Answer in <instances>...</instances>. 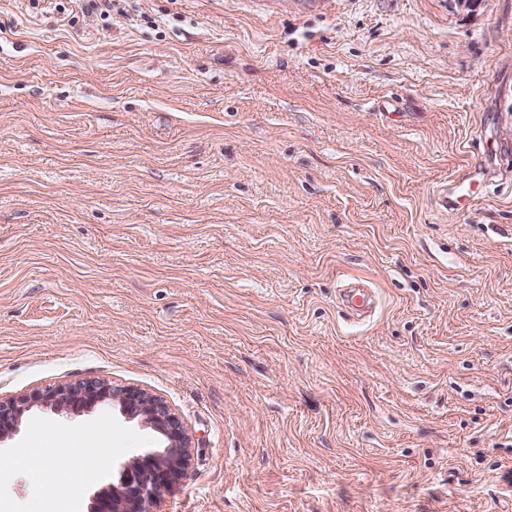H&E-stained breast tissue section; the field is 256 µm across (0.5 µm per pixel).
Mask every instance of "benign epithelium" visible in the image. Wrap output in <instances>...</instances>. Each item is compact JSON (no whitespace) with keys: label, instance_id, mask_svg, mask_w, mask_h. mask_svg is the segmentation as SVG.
<instances>
[{"label":"benign epithelium","instance_id":"benign-epithelium-1","mask_svg":"<svg viewBox=\"0 0 512 512\" xmlns=\"http://www.w3.org/2000/svg\"><path fill=\"white\" fill-rule=\"evenodd\" d=\"M103 404L119 407L125 419L138 420L160 434L164 449L123 463L118 484L99 494L90 512H151V504L185 475L192 448L188 432L160 397L135 387L88 380L0 401V443L15 435L25 412L35 405L78 415Z\"/></svg>","mask_w":512,"mask_h":512}]
</instances>
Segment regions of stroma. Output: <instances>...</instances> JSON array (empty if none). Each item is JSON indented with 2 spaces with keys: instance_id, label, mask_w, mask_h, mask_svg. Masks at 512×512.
<instances>
[{
  "instance_id": "stroma-1",
  "label": "stroma",
  "mask_w": 512,
  "mask_h": 512,
  "mask_svg": "<svg viewBox=\"0 0 512 512\" xmlns=\"http://www.w3.org/2000/svg\"><path fill=\"white\" fill-rule=\"evenodd\" d=\"M88 379L193 438L151 512H512V0H0V400ZM101 427L88 512L159 448L118 407L0 458ZM479 182L476 179L475 171H468L461 176L460 183L456 188V191L452 193L448 198V191H444L440 194V199L444 207H448L451 204L455 207L468 202L471 197L474 196V184ZM449 199V200H448ZM342 306L357 317L371 313L376 300L371 289L346 288L340 294Z\"/></svg>"
}]
</instances>
